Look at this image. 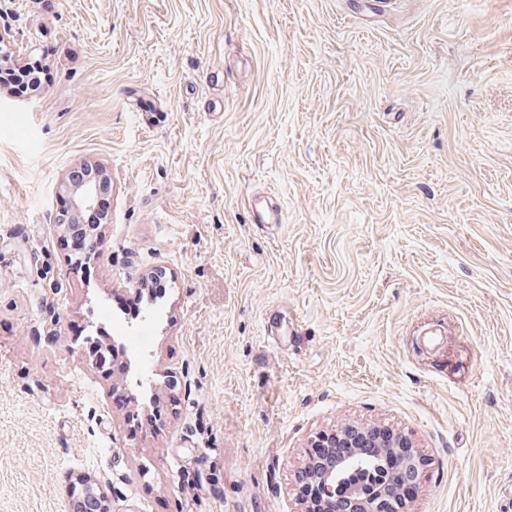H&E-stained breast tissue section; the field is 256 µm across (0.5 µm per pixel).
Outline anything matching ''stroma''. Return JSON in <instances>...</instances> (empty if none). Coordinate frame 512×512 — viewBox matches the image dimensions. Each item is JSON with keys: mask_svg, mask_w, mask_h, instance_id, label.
Returning a JSON list of instances; mask_svg holds the SVG:
<instances>
[{"mask_svg": "<svg viewBox=\"0 0 512 512\" xmlns=\"http://www.w3.org/2000/svg\"><path fill=\"white\" fill-rule=\"evenodd\" d=\"M0 10L16 65L51 67L0 90V512L85 482L109 512H301L311 440L348 425L411 439L403 512H512V0ZM85 162L112 174L88 276L57 226ZM91 321L177 379L155 428L112 398L133 372L87 367Z\"/></svg>", "mask_w": 512, "mask_h": 512, "instance_id": "stroma-1", "label": "stroma"}]
</instances>
